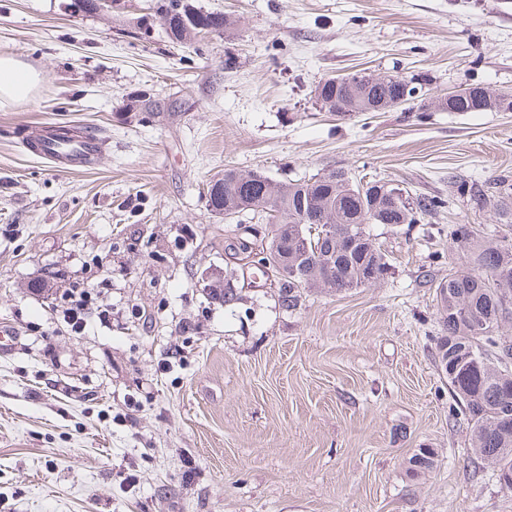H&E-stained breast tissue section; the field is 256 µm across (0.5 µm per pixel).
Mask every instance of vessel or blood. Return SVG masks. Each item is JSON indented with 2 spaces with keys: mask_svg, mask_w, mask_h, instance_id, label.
<instances>
[{
  "mask_svg": "<svg viewBox=\"0 0 512 512\" xmlns=\"http://www.w3.org/2000/svg\"><path fill=\"white\" fill-rule=\"evenodd\" d=\"M102 146L103 140L96 133L76 128L64 134L56 126L46 127L35 140L38 155L74 167L90 166L100 156Z\"/></svg>",
  "mask_w": 512,
  "mask_h": 512,
  "instance_id": "b4317fda",
  "label": "vessel or blood"
}]
</instances>
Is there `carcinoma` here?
<instances>
[{
    "label": "carcinoma",
    "mask_w": 512,
    "mask_h": 512,
    "mask_svg": "<svg viewBox=\"0 0 512 512\" xmlns=\"http://www.w3.org/2000/svg\"><path fill=\"white\" fill-rule=\"evenodd\" d=\"M196 20L173 15L165 30L174 41L191 42L206 32L221 36L234 22L221 12L197 8ZM410 81L399 76L354 73L338 85L318 82L317 101L329 112L352 116L373 103L388 105L407 93ZM239 171L224 170L210 181L214 193L207 206L216 214L232 209L238 215L263 214L279 231L277 254L282 256L272 271L280 276L281 302L297 306L299 289L330 288L345 291L371 286L385 278L388 262L367 227L371 224H416L443 207L427 197L411 198L394 186L377 187L389 200L374 211L373 186L360 190V183L344 178L343 171L313 175L297 181H278L260 173L250 184L236 179ZM336 227L335 237L324 236V227ZM332 263L333 280L319 279L317 266ZM465 268L448 273L439 283L442 334L436 337L435 358L448 377L456 406L472 424L471 448L474 472L493 467L512 470V342L499 334L501 324L512 315V241L491 239L464 254ZM410 469L423 473L434 467V453L420 448L409 460Z\"/></svg>",
    "instance_id": "carcinoma-1"
}]
</instances>
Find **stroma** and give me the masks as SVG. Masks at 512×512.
I'll list each match as a JSON object with an SVG mask.
<instances>
[{
  "instance_id": "stroma-1",
  "label": "stroma",
  "mask_w": 512,
  "mask_h": 512,
  "mask_svg": "<svg viewBox=\"0 0 512 512\" xmlns=\"http://www.w3.org/2000/svg\"><path fill=\"white\" fill-rule=\"evenodd\" d=\"M70 2L0 0V55L41 74L29 101L0 106V324L15 333L0 512H512V490L472 472L434 344L437 286L463 262L450 227L475 245L512 233L494 188L512 179V112L432 105L512 92V0H194L238 27L187 48L156 0ZM358 72L419 93L390 112L320 108L321 79ZM140 90L185 110L126 121ZM51 123L101 135L97 163L68 171L23 145ZM228 168L343 170L444 206L371 225L391 264L379 283L309 288L291 310L247 259L272 224L206 206ZM217 281L233 300L212 297ZM72 288L91 294L80 332ZM420 448L437 464L416 475ZM487 93V94H486ZM487 95L488 100H485V108H483V99ZM459 98H468L473 105L475 106V110L479 111H468L469 101H466V104H468V108H465V105L463 104V101L459 103V111L460 112H480V111H487V110H499V101L502 98L499 94L493 95L488 90H484L482 87H472L469 90H466V92L459 94H451L448 95L447 98L443 99V103L445 106H448V112H458V100Z\"/></svg>"
}]
</instances>
